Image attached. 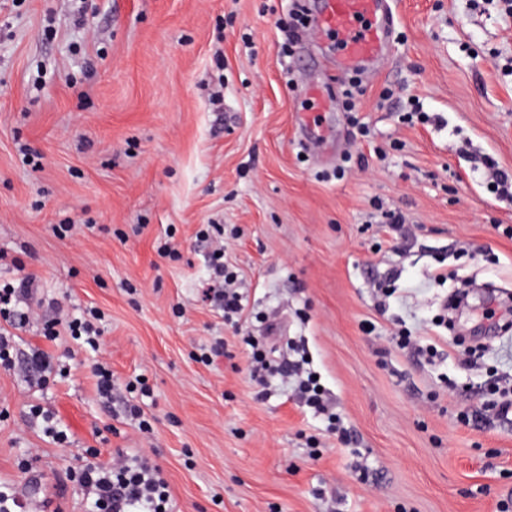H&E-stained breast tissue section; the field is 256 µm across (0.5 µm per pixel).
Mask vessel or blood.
Wrapping results in <instances>:
<instances>
[{"label": "vessel or blood", "mask_w": 512, "mask_h": 512, "mask_svg": "<svg viewBox=\"0 0 512 512\" xmlns=\"http://www.w3.org/2000/svg\"><path fill=\"white\" fill-rule=\"evenodd\" d=\"M315 33L335 34L342 73L375 67L391 50L394 14L388 0H313Z\"/></svg>", "instance_id": "vessel-or-blood-1"}]
</instances>
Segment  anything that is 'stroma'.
<instances>
[{"label":"stroma","instance_id":"stroma-1","mask_svg":"<svg viewBox=\"0 0 512 512\" xmlns=\"http://www.w3.org/2000/svg\"><path fill=\"white\" fill-rule=\"evenodd\" d=\"M291 8L0 0V280L21 265L39 285L0 369L1 492L90 512L68 474L92 448L159 467L175 512H503L512 422L460 415L512 378V327L495 332L482 293L512 304V202L489 179L512 172V17L499 0H392L395 43L349 109L331 37L293 47L286 76ZM389 91L427 121L402 123ZM302 114L333 161L302 156ZM384 209L407 214L403 245ZM217 244L245 297L231 321L202 298ZM389 269L381 307L373 279ZM463 284L472 308L438 325ZM90 306L99 351L44 337ZM399 329L439 353L399 348ZM265 335L279 362L304 346L351 443L280 377L257 398L243 339ZM219 341L224 356L201 362ZM34 347L62 368L45 386ZM100 360L116 381L107 403ZM34 405L65 443L31 422Z\"/></svg>","mask_w":512,"mask_h":512}]
</instances>
